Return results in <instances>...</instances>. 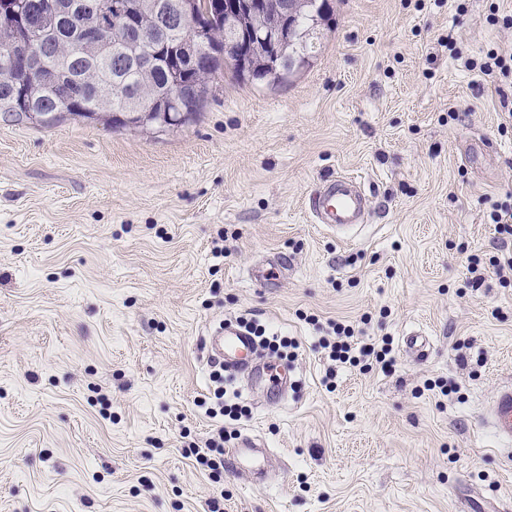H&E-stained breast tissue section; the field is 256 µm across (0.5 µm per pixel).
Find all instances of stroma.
Instances as JSON below:
<instances>
[{
  "label": "stroma",
  "instance_id": "35a3bbf8",
  "mask_svg": "<svg viewBox=\"0 0 512 512\" xmlns=\"http://www.w3.org/2000/svg\"><path fill=\"white\" fill-rule=\"evenodd\" d=\"M330 7L308 68L222 69L182 125L0 119V512H512V446L482 424L512 384V270L489 264L512 252L489 218L512 80L478 68L512 52L490 20L512 0ZM340 173L370 200L349 241L307 206ZM227 321L279 338L287 398L213 381ZM336 324L388 339L391 371L332 361ZM219 386L240 420L208 415ZM219 430L214 471L188 445Z\"/></svg>",
  "mask_w": 512,
  "mask_h": 512
}]
</instances>
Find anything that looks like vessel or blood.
<instances>
[{"label": "vessel or blood", "instance_id": "obj_1", "mask_svg": "<svg viewBox=\"0 0 512 512\" xmlns=\"http://www.w3.org/2000/svg\"><path fill=\"white\" fill-rule=\"evenodd\" d=\"M309 209L318 223L353 236L362 226L367 196L355 180L337 176L318 185L308 198ZM207 358L223 365L225 373L235 380L268 377L273 389L288 382L286 366L267 361L265 354L255 348L252 336L225 323L206 338ZM498 438L512 443V385L500 387L484 415Z\"/></svg>", "mask_w": 512, "mask_h": 512}]
</instances>
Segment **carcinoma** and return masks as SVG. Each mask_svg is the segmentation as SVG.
I'll list each match as a JSON object with an SVG mask.
<instances>
[{"label":"carcinoma","instance_id":"obj_1","mask_svg":"<svg viewBox=\"0 0 512 512\" xmlns=\"http://www.w3.org/2000/svg\"><path fill=\"white\" fill-rule=\"evenodd\" d=\"M158 2L163 4L158 16L164 17L165 23L150 24L137 48L141 55H151L156 60L150 73L120 62L90 81L85 78L93 62L89 55L77 49V44L96 10L92 0H84L77 10L47 29L41 42L31 49L37 69L0 70V115L14 121L37 119L48 126L62 112L87 118L108 113L112 115L113 126L124 127L136 124L128 108L130 100L144 101L153 93L164 92L169 96L166 103L147 105L144 111L160 113L154 124L161 127L185 123L198 112L208 93L216 59L203 60L196 69L187 67L180 49L182 25L179 13L172 6L176 0ZM327 2L311 0L304 12L316 16L318 25H326L330 20V13L324 11ZM14 3L16 13H6L0 20V38L24 41L26 23L41 14L43 0H14ZM197 14L210 32L211 41L224 38V0H198ZM293 64L294 61L286 59L272 72L254 78L236 72L234 77L241 82L277 83L293 73Z\"/></svg>","mask_w":512,"mask_h":512}]
</instances>
